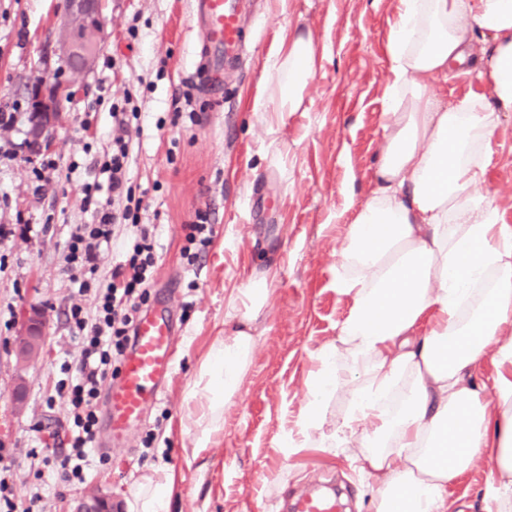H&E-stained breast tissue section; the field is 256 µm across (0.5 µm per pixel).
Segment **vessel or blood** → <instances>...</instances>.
Returning a JSON list of instances; mask_svg holds the SVG:
<instances>
[{"mask_svg": "<svg viewBox=\"0 0 512 512\" xmlns=\"http://www.w3.org/2000/svg\"><path fill=\"white\" fill-rule=\"evenodd\" d=\"M203 38L200 63L205 76L223 69L226 58L241 44L238 0H193ZM174 326L165 301L142 313L136 321L132 344L126 353L119 379L108 384L101 409L105 439L121 438L142 420L147 408L158 402L164 382L174 366Z\"/></svg>", "mask_w": 512, "mask_h": 512, "instance_id": "obj_1", "label": "vessel or blood"}]
</instances>
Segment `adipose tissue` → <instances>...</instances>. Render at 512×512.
<instances>
[{
	"label": "adipose tissue",
	"mask_w": 512,
	"mask_h": 512,
	"mask_svg": "<svg viewBox=\"0 0 512 512\" xmlns=\"http://www.w3.org/2000/svg\"><path fill=\"white\" fill-rule=\"evenodd\" d=\"M400 4L386 36L373 187L336 269L349 311L316 356L287 447L347 449L376 484L371 512H448L449 486L483 460L492 468L483 512H512V225L480 191L500 115L512 112V0ZM475 55L478 91L439 98L435 82ZM320 65L311 30L290 29L259 94L277 111H300ZM269 294L268 274L252 276L237 326L200 362L188 393L198 445L220 430L249 369ZM488 358L495 371L478 380ZM339 392L349 407L329 430Z\"/></svg>",
	"instance_id": "ef3b65f1"
}]
</instances>
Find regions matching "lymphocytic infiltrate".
I'll list each match as a JSON object with an SVG mask.
<instances>
[{"instance_id":"f902f5d3","label":"lymphocytic infiltrate","mask_w":512,"mask_h":512,"mask_svg":"<svg viewBox=\"0 0 512 512\" xmlns=\"http://www.w3.org/2000/svg\"><path fill=\"white\" fill-rule=\"evenodd\" d=\"M129 122L127 112H113L117 134L112 139V154L100 168L111 195L98 198V183L84 185L82 203L84 209L92 210L93 221L77 225L67 244L66 260L81 275L78 290L82 293L90 290V278L99 269L101 246L114 241L119 248V259L112 265L110 281L99 294L94 313L78 304L70 311L81 352L76 376L59 385L73 411L69 449L60 461L61 477L67 482L83 477L88 450L96 440L95 405L101 387L119 372L139 310L137 297L156 264L154 227L143 220V199L136 196L130 177L131 143L124 137Z\"/></svg>"}]
</instances>
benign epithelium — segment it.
Segmentation results:
<instances>
[{
	"label": "benign epithelium",
	"mask_w": 512,
	"mask_h": 512,
	"mask_svg": "<svg viewBox=\"0 0 512 512\" xmlns=\"http://www.w3.org/2000/svg\"><path fill=\"white\" fill-rule=\"evenodd\" d=\"M62 32L58 51L68 60L70 80L62 84L48 76L29 86L35 107L26 118L24 151L33 155L50 149L62 120V104L74 93V87L95 66L101 43V0H66L58 20ZM44 319L39 310L25 312L16 337L18 358L35 357L43 341ZM121 505L97 491L83 497L74 512H120Z\"/></svg>",
	"instance_id": "7a95c632"
}]
</instances>
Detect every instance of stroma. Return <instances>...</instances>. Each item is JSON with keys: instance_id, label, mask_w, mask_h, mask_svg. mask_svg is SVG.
<instances>
[{"instance_id": "obj_1", "label": "stroma", "mask_w": 512, "mask_h": 512, "mask_svg": "<svg viewBox=\"0 0 512 512\" xmlns=\"http://www.w3.org/2000/svg\"><path fill=\"white\" fill-rule=\"evenodd\" d=\"M63 0H0V108L24 113L42 71L65 81L54 55V15ZM398 0H254L243 24L240 66L198 84L201 31L191 0H105L104 41L94 70L64 105L65 121L47 157L59 179L36 181L41 156L20 149L24 124L0 136V224H31L28 239L0 241V478L13 512H72L96 489L134 512L135 487L174 473L170 512H281L285 497L328 482L348 492L345 512H370L373 481L342 448L288 452L290 422L303 403L320 348L349 309L336 292L337 251L353 206L363 202L383 142L388 71L385 38ZM312 30L324 60L304 111L265 112L253 97L280 34ZM134 113L130 171L146 190L157 224L158 260L144 309L167 297L176 322L175 367L161 400L125 444L92 455L84 481L64 482L53 461L69 440V406L57 391L63 360L80 345L68 320L78 294L65 260L77 225L92 221L80 187L99 176L112 151V111ZM197 121H190L189 112ZM482 192L512 225V112L501 115ZM210 213L212 242L190 243L187 224ZM272 270L267 307L254 325L257 349L223 429L204 448L193 439L187 394L199 363L234 310L248 276ZM46 322L41 357L21 363L14 339L23 313ZM26 388L16 409L11 392ZM491 479L478 461L448 489L450 512H482Z\"/></svg>"}]
</instances>
